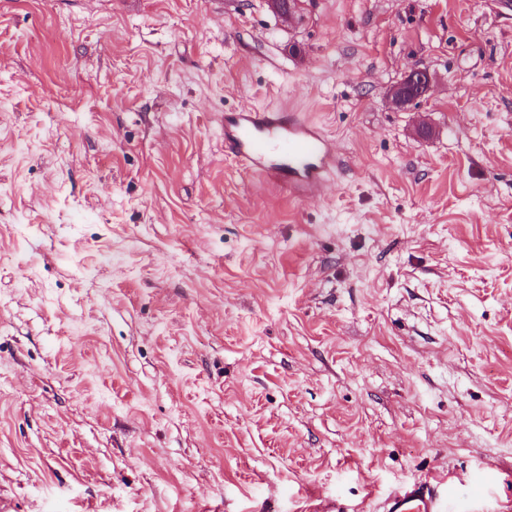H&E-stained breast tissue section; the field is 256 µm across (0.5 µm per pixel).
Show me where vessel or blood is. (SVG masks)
<instances>
[{"mask_svg": "<svg viewBox=\"0 0 512 512\" xmlns=\"http://www.w3.org/2000/svg\"><path fill=\"white\" fill-rule=\"evenodd\" d=\"M224 153L245 169L288 184L300 196L320 186L339 165L336 146L317 125L297 113L270 108L225 113ZM440 483L406 484L390 495L384 512H444Z\"/></svg>", "mask_w": 512, "mask_h": 512, "instance_id": "obj_1", "label": "vessel or blood"}]
</instances>
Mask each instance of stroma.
Returning a JSON list of instances; mask_svg holds the SVG:
<instances>
[{
    "mask_svg": "<svg viewBox=\"0 0 512 512\" xmlns=\"http://www.w3.org/2000/svg\"><path fill=\"white\" fill-rule=\"evenodd\" d=\"M298 7L0 0V512H512V0ZM431 88V76L428 70L424 68H414L409 70L405 75L404 79L394 86L391 90L390 97L391 103L405 108L415 100L427 95ZM412 89L414 92L418 91V94L411 97ZM224 153L245 169L287 183L300 196L320 186L339 165L336 146L296 112L247 108L224 113ZM440 482L432 479L406 484L386 500L385 512H445L442 508Z\"/></svg>",
    "mask_w": 512,
    "mask_h": 512,
    "instance_id": "stroma-1",
    "label": "stroma"
}]
</instances>
